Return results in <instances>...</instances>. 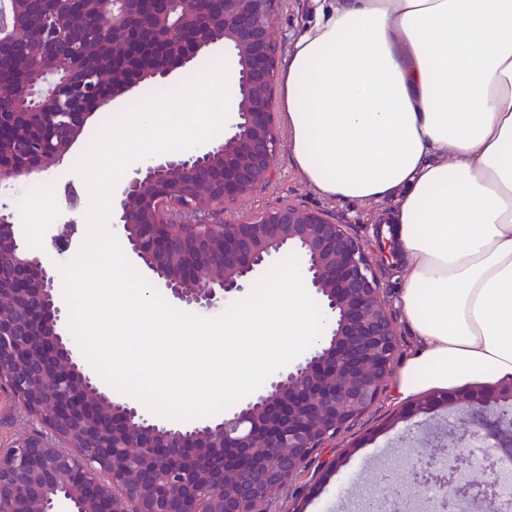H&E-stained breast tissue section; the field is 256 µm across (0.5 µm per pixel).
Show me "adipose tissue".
Instances as JSON below:
<instances>
[{
    "instance_id": "ef3b65f1",
    "label": "adipose tissue",
    "mask_w": 512,
    "mask_h": 512,
    "mask_svg": "<svg viewBox=\"0 0 512 512\" xmlns=\"http://www.w3.org/2000/svg\"><path fill=\"white\" fill-rule=\"evenodd\" d=\"M278 84L299 176L389 205L393 402L512 381V0H312Z\"/></svg>"
}]
</instances>
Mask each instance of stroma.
<instances>
[{"label": "stroma", "mask_w": 512, "mask_h": 512, "mask_svg": "<svg viewBox=\"0 0 512 512\" xmlns=\"http://www.w3.org/2000/svg\"><path fill=\"white\" fill-rule=\"evenodd\" d=\"M311 0H280L271 23L275 31L280 63H287L292 42L304 23L310 18ZM104 123L103 111H96L62 165L48 173L35 176L40 193L36 196L14 199L17 214L37 211L40 222L34 230H22L21 235L39 252L49 266L72 259L74 249L80 248L86 224L83 211L69 212L62 204L65 186L71 185L79 194L87 188L75 173L77 157L82 156ZM278 174L261 192L233 206L228 216L237 218L280 205H293L301 209H318L327 212L337 223L348 226L367 242L370 258L386 289L387 297H394L399 286L396 271L377 259L375 248L377 206L330 201L320 196L300 178L288 149H281L277 159ZM73 223L74 235L71 251L59 253L49 249L46 242L65 223ZM399 407L390 400L389 391H382L376 406L351 423L334 442L341 454L335 467L325 465L324 456L309 460L296 478L272 491L263 503V512H355V504L365 495L375 476L390 471L399 479H407L414 452L401 441L406 427L432 430L439 422L438 416L419 414L409 423H399L395 415ZM39 422L30 416L10 391L0 385V449L15 443L39 429Z\"/></svg>", "instance_id": "stroma-1"}]
</instances>
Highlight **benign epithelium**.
<instances>
[{
  "mask_svg": "<svg viewBox=\"0 0 512 512\" xmlns=\"http://www.w3.org/2000/svg\"><path fill=\"white\" fill-rule=\"evenodd\" d=\"M0 56L18 44L17 0H0ZM112 28V51L132 24L150 16L143 36L163 51L137 82L96 97L109 105L136 83L166 79L222 41L233 50L235 116L219 137L191 151L159 154L128 171L113 194L110 224L127 253L152 272L150 284L175 304L209 307L244 292L267 264L295 255L306 285L326 308L322 338L277 371L221 421L162 424L118 401L81 369L59 326L55 275L20 240L16 215L0 199V383L44 427L0 450V512H258L283 485L377 402L399 357L385 287L362 239L321 210L281 205L229 220L228 207L277 174L282 142L272 112L278 68L270 17L277 0H224V34L168 53L195 26L198 0H97ZM25 91L37 112L0 111V131L24 121L21 141L0 140V187L63 163L89 111L70 113L89 90L70 79ZM192 248L191 266L167 269L175 249ZM461 428L455 453L433 437L409 470V486L383 476L365 512H512V495L494 477L512 465V382L463 402L448 398ZM480 466L489 479L468 480Z\"/></svg>",
  "mask_w": 512,
  "mask_h": 512,
  "instance_id": "7a95c632",
  "label": "benign epithelium"
}]
</instances>
